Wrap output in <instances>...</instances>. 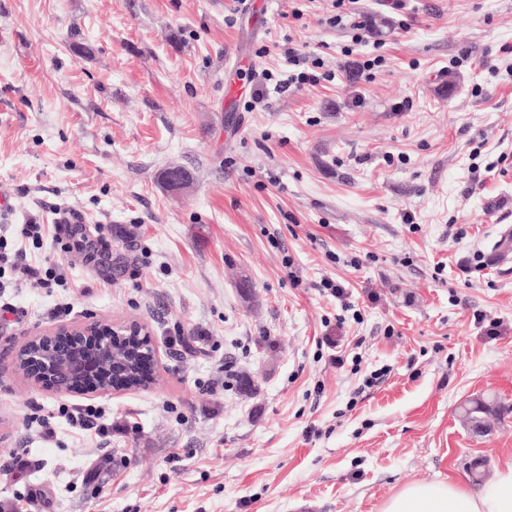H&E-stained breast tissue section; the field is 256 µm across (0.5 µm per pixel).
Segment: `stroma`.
<instances>
[{
  "instance_id": "35a3bbf8",
  "label": "stroma",
  "mask_w": 512,
  "mask_h": 512,
  "mask_svg": "<svg viewBox=\"0 0 512 512\" xmlns=\"http://www.w3.org/2000/svg\"><path fill=\"white\" fill-rule=\"evenodd\" d=\"M359 7L376 31L348 57L332 0H0V239L52 271L0 272V512H381L512 461V0ZM292 47L335 78L257 86ZM59 207L77 236L111 227L106 256L60 249ZM90 318L149 334L150 389L16 371ZM486 396L476 434L459 408ZM85 407L102 431L73 426Z\"/></svg>"
}]
</instances>
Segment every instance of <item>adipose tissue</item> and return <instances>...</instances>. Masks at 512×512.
<instances>
[{
    "label": "adipose tissue",
    "mask_w": 512,
    "mask_h": 512,
    "mask_svg": "<svg viewBox=\"0 0 512 512\" xmlns=\"http://www.w3.org/2000/svg\"><path fill=\"white\" fill-rule=\"evenodd\" d=\"M381 512H512V462L478 489L458 481L411 482L387 499Z\"/></svg>",
    "instance_id": "obj_1"
}]
</instances>
